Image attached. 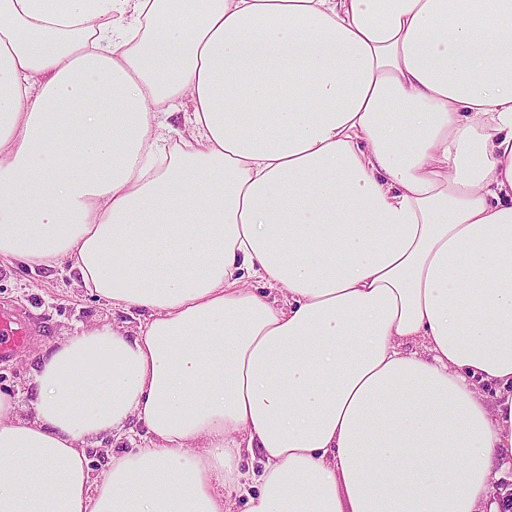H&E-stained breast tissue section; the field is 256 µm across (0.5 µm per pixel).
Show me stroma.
<instances>
[{
	"instance_id": "obj_1",
	"label": "stroma",
	"mask_w": 512,
	"mask_h": 512,
	"mask_svg": "<svg viewBox=\"0 0 512 512\" xmlns=\"http://www.w3.org/2000/svg\"><path fill=\"white\" fill-rule=\"evenodd\" d=\"M6 309L31 318L34 324L25 348L0 359V391L14 396L24 420L31 416L27 392L32 369L44 348L65 340L80 326L117 323L131 332L138 327L136 318L80 288L64 265L47 268L1 261L0 310Z\"/></svg>"
}]
</instances>
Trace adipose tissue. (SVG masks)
Returning a JSON list of instances; mask_svg holds the SVG:
<instances>
[{
    "mask_svg": "<svg viewBox=\"0 0 512 512\" xmlns=\"http://www.w3.org/2000/svg\"><path fill=\"white\" fill-rule=\"evenodd\" d=\"M12 258L139 324L0 391V512H497L512 0H0ZM144 431L134 424L128 425V430L119 440H112V446H109L108 456L112 454V452L129 450L130 448H138L145 443L144 440Z\"/></svg>",
    "mask_w": 512,
    "mask_h": 512,
    "instance_id": "ef3b65f1",
    "label": "adipose tissue"
}]
</instances>
